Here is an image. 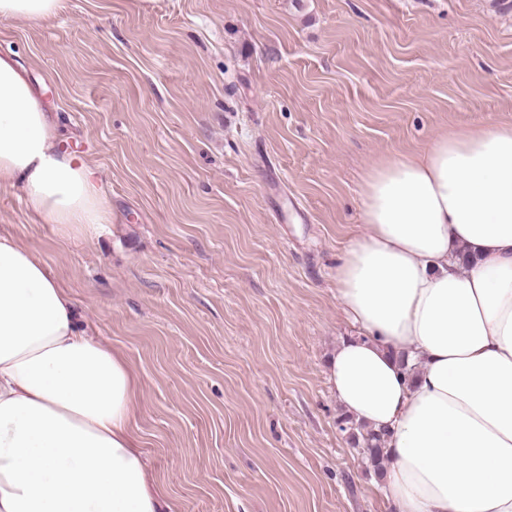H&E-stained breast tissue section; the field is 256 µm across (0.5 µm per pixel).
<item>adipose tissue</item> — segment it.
<instances>
[{
	"instance_id": "adipose-tissue-1",
	"label": "adipose tissue",
	"mask_w": 512,
	"mask_h": 512,
	"mask_svg": "<svg viewBox=\"0 0 512 512\" xmlns=\"http://www.w3.org/2000/svg\"><path fill=\"white\" fill-rule=\"evenodd\" d=\"M61 7L0 0V22ZM62 143L56 114L0 54V183L88 237L109 223L110 196ZM335 282L357 334L327 380L344 412L386 434L392 512H512V122L451 129L370 167ZM136 387L120 355L82 334L41 258L0 233V512H166L130 428Z\"/></svg>"
}]
</instances>
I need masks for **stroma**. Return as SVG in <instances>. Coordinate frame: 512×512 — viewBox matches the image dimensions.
<instances>
[{
	"mask_svg": "<svg viewBox=\"0 0 512 512\" xmlns=\"http://www.w3.org/2000/svg\"><path fill=\"white\" fill-rule=\"evenodd\" d=\"M112 222L66 239L20 187L0 227L127 361L171 512H390L336 427V257L368 168L512 121L506 0H63L0 23Z\"/></svg>",
	"mask_w": 512,
	"mask_h": 512,
	"instance_id": "obj_1",
	"label": "stroma"
}]
</instances>
